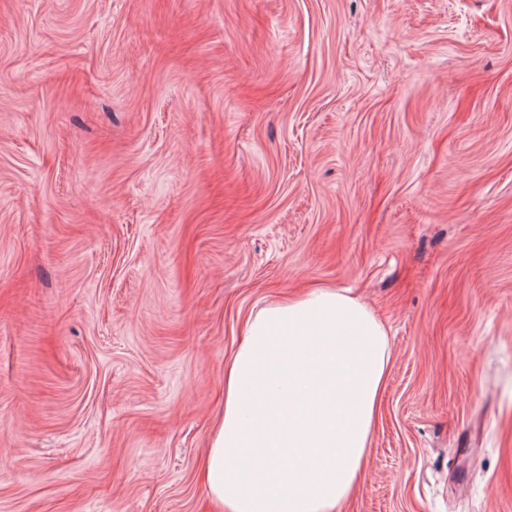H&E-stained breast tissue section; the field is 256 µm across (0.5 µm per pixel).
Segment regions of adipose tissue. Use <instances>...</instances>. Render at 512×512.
<instances>
[{
    "label": "adipose tissue",
    "instance_id": "ef3b65f1",
    "mask_svg": "<svg viewBox=\"0 0 512 512\" xmlns=\"http://www.w3.org/2000/svg\"><path fill=\"white\" fill-rule=\"evenodd\" d=\"M201 464L218 512H338L368 463L392 360L383 323L334 288L241 324Z\"/></svg>",
    "mask_w": 512,
    "mask_h": 512
}]
</instances>
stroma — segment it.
I'll use <instances>...</instances> for the list:
<instances>
[{"label":"stroma","mask_w":512,"mask_h":512,"mask_svg":"<svg viewBox=\"0 0 512 512\" xmlns=\"http://www.w3.org/2000/svg\"><path fill=\"white\" fill-rule=\"evenodd\" d=\"M310 286L392 350L339 512H512V0H0V512H213Z\"/></svg>","instance_id":"1"}]
</instances>
